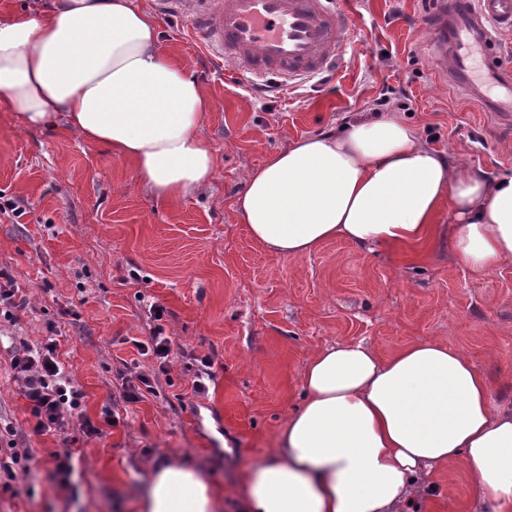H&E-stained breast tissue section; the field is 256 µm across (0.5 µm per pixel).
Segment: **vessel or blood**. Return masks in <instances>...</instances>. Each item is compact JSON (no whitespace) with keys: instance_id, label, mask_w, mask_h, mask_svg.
<instances>
[{"instance_id":"vessel-or-blood-1","label":"vessel or blood","mask_w":512,"mask_h":512,"mask_svg":"<svg viewBox=\"0 0 512 512\" xmlns=\"http://www.w3.org/2000/svg\"><path fill=\"white\" fill-rule=\"evenodd\" d=\"M163 16L186 17L192 37L237 77L281 92L332 69L356 21L337 0H153ZM443 46L450 75L468 81L481 67L495 88V116L512 118V73L504 69L497 36L512 31V0H441L422 18Z\"/></svg>"}]
</instances>
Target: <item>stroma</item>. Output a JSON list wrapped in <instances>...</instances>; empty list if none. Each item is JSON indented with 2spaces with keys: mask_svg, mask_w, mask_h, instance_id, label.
Listing matches in <instances>:
<instances>
[{
  "mask_svg": "<svg viewBox=\"0 0 512 512\" xmlns=\"http://www.w3.org/2000/svg\"><path fill=\"white\" fill-rule=\"evenodd\" d=\"M343 2L360 20L338 71L268 97L225 77L184 18H159L163 47L212 103L202 132L216 171L184 197L155 198L105 145L0 112V193L24 210L0 217V267L28 298L15 321L0 322V459L32 456L0 490V512H137L161 458L200 470L222 492L223 512H239L240 474L275 447L302 402L304 365L335 343L363 341L388 357L432 339L467 354L496 401H512V266L479 276L445 246L371 250L340 239L282 257L255 244L235 209L251 168L370 115L387 92L411 99L403 119L427 147L491 174L512 171V122L443 74L434 37L417 23L436 0ZM153 302L166 309L173 368L143 401L113 406L123 362L154 367L133 345L149 335ZM51 336L102 435L85 436L75 417L63 430L36 431L11 345ZM204 356L212 379L197 397L188 365ZM108 409L115 425L103 422ZM60 448L75 451L66 485L53 477ZM431 481L435 498L421 512H491L462 463Z\"/></svg>",
  "mask_w": 512,
  "mask_h": 512,
  "instance_id": "1",
  "label": "stroma"
}]
</instances>
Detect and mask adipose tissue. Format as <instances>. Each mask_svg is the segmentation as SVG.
<instances>
[{"instance_id":"1","label":"adipose tissue","mask_w":512,"mask_h":512,"mask_svg":"<svg viewBox=\"0 0 512 512\" xmlns=\"http://www.w3.org/2000/svg\"><path fill=\"white\" fill-rule=\"evenodd\" d=\"M211 104L135 0H51L0 17V111L129 160L160 199L214 175ZM235 207L260 247L288 258L342 238L430 246L480 275L512 265V173L425 146L393 112L303 137L249 170ZM277 446L239 481L241 512H418L423 477L463 463L496 512L512 507V405L463 352L417 340L389 358L363 343L317 351ZM200 471L155 462L141 512H220Z\"/></svg>"}]
</instances>
